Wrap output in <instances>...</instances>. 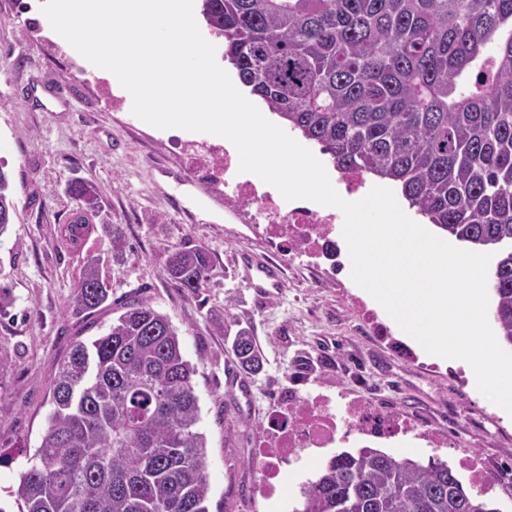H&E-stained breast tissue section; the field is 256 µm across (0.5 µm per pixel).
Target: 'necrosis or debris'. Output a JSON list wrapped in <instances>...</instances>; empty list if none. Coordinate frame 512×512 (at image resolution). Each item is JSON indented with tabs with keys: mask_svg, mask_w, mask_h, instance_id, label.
Wrapping results in <instances>:
<instances>
[{
	"mask_svg": "<svg viewBox=\"0 0 512 512\" xmlns=\"http://www.w3.org/2000/svg\"><path fill=\"white\" fill-rule=\"evenodd\" d=\"M179 154L195 178L215 185H230L233 201L254 206L263 229L258 236L279 261L286 265L326 263L336 268L340 248L334 237L335 224L344 215L335 207H318L305 200L288 201L276 190L260 189L257 183L239 173L236 150L219 151L208 144L180 140ZM285 410H272L267 417L271 442L264 455V478L272 480L283 462H294L332 447L340 432L359 438H412L427 447L440 448L447 443L464 445L455 421L409 419L400 414L389 399L371 393L357 397L344 414H337L330 396L290 391Z\"/></svg>",
	"mask_w": 512,
	"mask_h": 512,
	"instance_id": "4bbe7bcc",
	"label": "necrosis or debris"
}]
</instances>
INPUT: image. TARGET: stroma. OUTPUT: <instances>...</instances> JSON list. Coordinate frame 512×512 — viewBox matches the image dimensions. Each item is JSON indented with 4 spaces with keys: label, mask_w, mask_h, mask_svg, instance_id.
I'll list each match as a JSON object with an SVG mask.
<instances>
[{
    "label": "stroma",
    "mask_w": 512,
    "mask_h": 512,
    "mask_svg": "<svg viewBox=\"0 0 512 512\" xmlns=\"http://www.w3.org/2000/svg\"><path fill=\"white\" fill-rule=\"evenodd\" d=\"M32 2L0 0V163L18 204L14 224L0 235V286L11 298L0 312V449L15 454L0 465V512H16L7 492L41 443L59 362L74 342L104 333L134 296L169 317L197 367L209 512H292L321 462L283 466L273 494H260L271 393L298 386L339 403L364 382L394 395L410 415L457 417L468 447L414 444L410 455L439 457L465 483L463 456L490 462L497 476L486 495L512 512V416L498 412L475 383L462 392L449 386L450 366L424 356L411 362L367 334L347 299L361 292L350 269L332 283L289 267L283 288L255 306L233 257L243 249L266 259L271 253L248 232L244 209L186 170L174 140L188 131L161 130L131 109L98 103L97 75L84 61L47 51L57 34L32 17ZM76 178L95 184L101 197L98 229L78 252L62 238L75 207L67 187ZM106 224L124 234L120 259L111 257ZM198 245L207 249L210 269L204 288L191 293L169 280L164 259L167 248ZM88 252L104 258L112 304L86 319L70 303ZM228 314L254 337L258 368L243 367L231 337L217 330Z\"/></svg>",
    "instance_id": "stroma-1"
}]
</instances>
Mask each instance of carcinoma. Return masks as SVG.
Returning <instances> with one entry per match:
<instances>
[{
	"instance_id": "cac0c4a2",
	"label": "carcinoma",
	"mask_w": 512,
	"mask_h": 512,
	"mask_svg": "<svg viewBox=\"0 0 512 512\" xmlns=\"http://www.w3.org/2000/svg\"><path fill=\"white\" fill-rule=\"evenodd\" d=\"M239 81L330 157L337 171L386 180L409 206L473 249L512 243V0H201ZM68 193L82 244L101 208L97 187ZM17 202L0 164V236ZM202 246L168 252L178 288L207 279ZM499 342L512 347V249L487 274ZM88 253L73 312L109 299ZM103 335L59 365L47 428L11 492L19 512H208L196 365L168 316L128 299ZM258 361L252 336L234 340ZM293 512H501L448 464L375 448L322 464Z\"/></svg>"
}]
</instances>
